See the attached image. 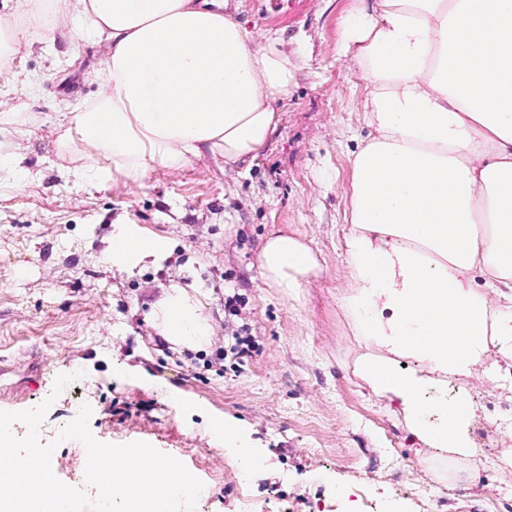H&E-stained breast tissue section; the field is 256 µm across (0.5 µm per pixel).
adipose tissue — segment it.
<instances>
[{
  "mask_svg": "<svg viewBox=\"0 0 512 512\" xmlns=\"http://www.w3.org/2000/svg\"><path fill=\"white\" fill-rule=\"evenodd\" d=\"M87 29L106 36L109 92L69 115L68 130L140 181L210 154L255 155L276 126L295 66L277 42L255 50L221 0H79ZM371 87L373 133L352 158L343 298L363 347L356 375L397 406L418 447L465 458L477 408L465 391L430 397L490 355L512 361V0H378L340 44ZM138 225L112 228L108 257L129 266L167 254ZM266 282L298 295L320 269L303 238L271 235L258 256ZM480 274L487 287L472 286ZM201 302L172 287L155 313L177 353L209 348ZM212 432L236 463L261 460L241 430Z\"/></svg>",
  "mask_w": 512,
  "mask_h": 512,
  "instance_id": "1",
  "label": "adipose tissue"
}]
</instances>
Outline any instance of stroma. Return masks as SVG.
<instances>
[{"instance_id": "obj_1", "label": "stroma", "mask_w": 512, "mask_h": 512, "mask_svg": "<svg viewBox=\"0 0 512 512\" xmlns=\"http://www.w3.org/2000/svg\"><path fill=\"white\" fill-rule=\"evenodd\" d=\"M35 2L0 0V29L24 32L0 64V155L25 171L0 169V411L50 402L46 444L89 404L97 440L145 442L191 470L206 488L197 512H241L246 497L257 512H512V437L497 435L512 365L480 364L466 379L488 437L455 462L416 452L394 407L353 374L359 347L340 298L351 281L350 156L370 133L369 87L338 48L349 18L378 0H228L255 49L280 38L296 66L277 127L255 157L207 155L137 184L64 137L69 112L107 93L111 42L79 34L77 0L55 12ZM116 224L165 240L168 256L112 265ZM278 232L300 234L319 256L296 297L257 267ZM176 284L203 304L207 351L180 355L158 337L151 313ZM239 331L253 340L240 360L230 352ZM74 372L52 397L56 376ZM176 396L198 409L177 414ZM219 417L241 426L262 460L249 482L210 431ZM56 444L55 476L82 486L81 443Z\"/></svg>"}]
</instances>
